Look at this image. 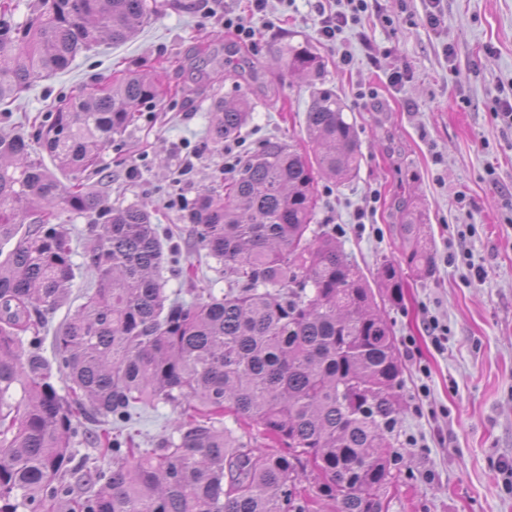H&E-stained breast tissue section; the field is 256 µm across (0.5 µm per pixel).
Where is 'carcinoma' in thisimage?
<instances>
[{"label": "carcinoma", "mask_w": 512, "mask_h": 512, "mask_svg": "<svg viewBox=\"0 0 512 512\" xmlns=\"http://www.w3.org/2000/svg\"><path fill=\"white\" fill-rule=\"evenodd\" d=\"M157 12V0H39L17 24L0 8V106L101 38L132 39ZM285 67L317 76L322 60L290 45ZM163 96L156 81L128 73L62 100L33 142L21 129L0 135V512H320L326 501L335 512H375L395 478L403 380L376 298L395 305L403 270L431 272L425 225L403 213L401 261L379 263L376 292L336 233L312 227L315 170L344 183L363 160L345 106L322 90L305 118L321 147L315 163L268 139L185 206L229 284L220 297L171 300L151 213L88 184L137 108ZM252 109L245 92L217 101L210 143L235 138ZM38 147L54 169L32 157ZM65 213L88 218L84 264L95 286L56 331L50 362L40 353L45 315L68 299L74 278ZM56 373L69 383L66 397ZM160 402L178 412L174 433L155 448L122 435L138 409ZM85 421L104 426L105 467L76 458ZM255 426L280 449L258 446Z\"/></svg>", "instance_id": "1"}]
</instances>
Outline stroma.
<instances>
[{"mask_svg":"<svg viewBox=\"0 0 512 512\" xmlns=\"http://www.w3.org/2000/svg\"><path fill=\"white\" fill-rule=\"evenodd\" d=\"M346 10L345 0H226L254 31L245 43L206 12V0H160L135 40H101L70 67L42 80L0 112V129L32 127L52 104L94 82L130 71H158L163 101L139 107L128 132L102 155L99 190L113 203L147 205L167 229L176 269H163L167 293L185 300L200 288L228 287L215 259L195 246L183 205L216 169L232 177L235 156L277 138L306 158L314 147L305 115L319 90L336 92L354 124L364 161L341 185L322 177L315 224L334 228L366 278L383 258L401 256L395 226L404 209L421 212L435 261L426 277L408 276L400 305L386 316L404 364L396 427V481L388 512H512V0H368L358 24L337 41L318 32L316 2ZM322 59L319 77L289 75L288 45ZM401 71L405 83L392 87ZM246 92L254 103L239 136L207 140L216 101ZM68 303L49 313L41 353L53 358V333L83 303L93 279L74 250ZM448 331L436 346L426 328ZM175 413L159 403L139 410L128 430L140 447L170 433Z\"/></svg>","mask_w":512,"mask_h":512,"instance_id":"35a3bbf8","label":"stroma"}]
</instances>
